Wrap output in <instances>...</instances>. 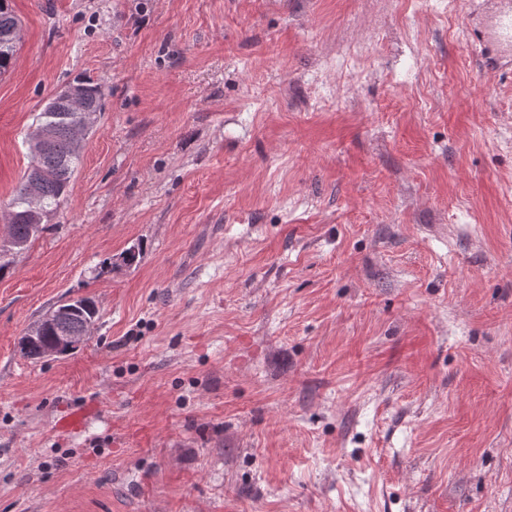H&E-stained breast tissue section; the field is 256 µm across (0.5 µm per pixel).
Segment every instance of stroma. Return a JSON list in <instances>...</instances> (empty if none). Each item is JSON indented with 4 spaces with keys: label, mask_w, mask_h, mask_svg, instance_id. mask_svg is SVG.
Listing matches in <instances>:
<instances>
[{
    "label": "stroma",
    "mask_w": 512,
    "mask_h": 512,
    "mask_svg": "<svg viewBox=\"0 0 512 512\" xmlns=\"http://www.w3.org/2000/svg\"><path fill=\"white\" fill-rule=\"evenodd\" d=\"M9 4L0 218L56 91L102 110L0 278V512H512L497 0ZM85 296L89 340L20 356Z\"/></svg>",
    "instance_id": "35a3bbf8"
}]
</instances>
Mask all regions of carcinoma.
Masks as SVG:
<instances>
[{
  "label": "carcinoma",
  "instance_id": "1",
  "mask_svg": "<svg viewBox=\"0 0 512 512\" xmlns=\"http://www.w3.org/2000/svg\"><path fill=\"white\" fill-rule=\"evenodd\" d=\"M19 20L8 5V0H0V75L6 73L13 65L17 53L18 42L12 33L17 31ZM74 84L81 89L85 106L95 112L102 109L101 91L97 84L90 80H76ZM76 117L69 106L62 100H52L35 117V124L47 125L55 129L56 136L50 147L40 156L33 158V164L25 172L15 189L14 197L9 204L7 224H9L7 241L19 246V250L28 247L38 232L32 230L28 220L29 199L26 194L27 185L34 179L39 181L40 208L44 215L54 212L66 196L73 174L81 164V152L72 147L70 126ZM88 299L81 298L72 303L64 302L60 307H68L62 329L72 336H80L88 321L96 318L97 311L86 306ZM57 336V327L48 325L43 334L35 342H26V337L18 341L19 354L30 360H37L41 350L50 346Z\"/></svg>",
  "mask_w": 512,
  "mask_h": 512
}]
</instances>
